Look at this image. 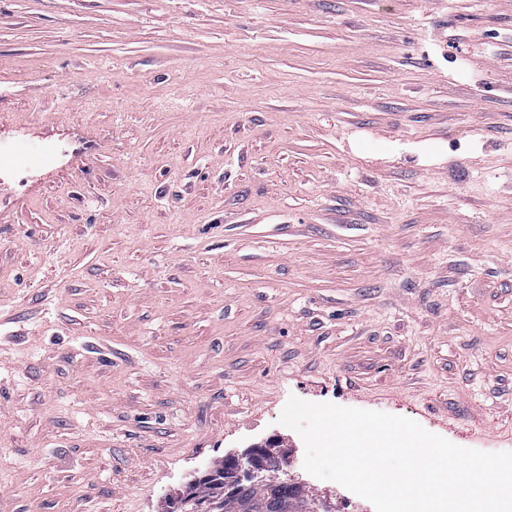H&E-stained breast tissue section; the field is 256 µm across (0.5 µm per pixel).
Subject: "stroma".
<instances>
[{
	"instance_id": "obj_1",
	"label": "stroma",
	"mask_w": 512,
	"mask_h": 512,
	"mask_svg": "<svg viewBox=\"0 0 512 512\" xmlns=\"http://www.w3.org/2000/svg\"><path fill=\"white\" fill-rule=\"evenodd\" d=\"M0 512H168L289 397L512 451V0H0ZM33 167L30 156L20 151L15 142L1 143L0 139V173L26 171Z\"/></svg>"
}]
</instances>
